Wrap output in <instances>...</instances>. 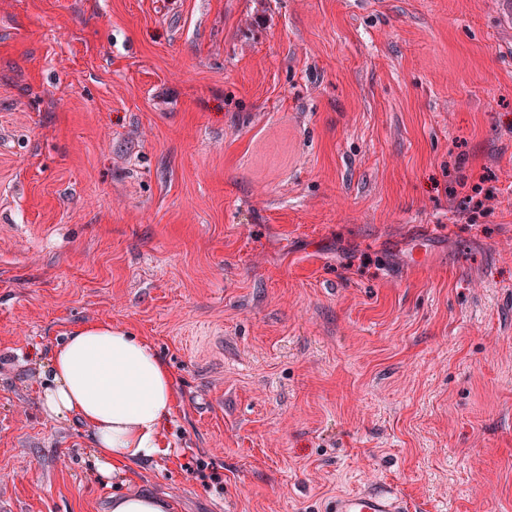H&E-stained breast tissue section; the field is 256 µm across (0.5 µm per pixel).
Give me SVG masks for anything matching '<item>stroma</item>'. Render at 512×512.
<instances>
[{"mask_svg":"<svg viewBox=\"0 0 512 512\" xmlns=\"http://www.w3.org/2000/svg\"><path fill=\"white\" fill-rule=\"evenodd\" d=\"M97 321L176 391L107 482L40 395ZM380 484L512 512V0H0V512Z\"/></svg>","mask_w":512,"mask_h":512,"instance_id":"1","label":"stroma"}]
</instances>
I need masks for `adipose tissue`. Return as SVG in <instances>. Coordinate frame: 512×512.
<instances>
[{"label":"adipose tissue","mask_w":512,"mask_h":512,"mask_svg":"<svg viewBox=\"0 0 512 512\" xmlns=\"http://www.w3.org/2000/svg\"><path fill=\"white\" fill-rule=\"evenodd\" d=\"M47 369L45 412L80 420L102 478L164 453L175 412L173 376L146 339L108 322L83 324L52 351Z\"/></svg>","instance_id":"adipose-tissue-1"}]
</instances>
